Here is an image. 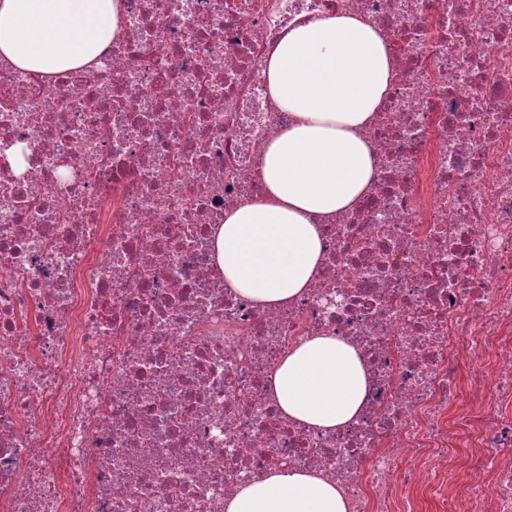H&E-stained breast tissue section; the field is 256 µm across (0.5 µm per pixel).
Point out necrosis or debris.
I'll return each mask as SVG.
<instances>
[{
  "instance_id": "4bbe7bcc",
  "label": "necrosis or debris",
  "mask_w": 512,
  "mask_h": 512,
  "mask_svg": "<svg viewBox=\"0 0 512 512\" xmlns=\"http://www.w3.org/2000/svg\"><path fill=\"white\" fill-rule=\"evenodd\" d=\"M330 13L394 60L379 163L314 283L264 307L213 231L289 121L270 54ZM316 336L368 378L333 430L273 395ZM283 468L349 512H512V0H124L92 66L0 60V512H224Z\"/></svg>"
}]
</instances>
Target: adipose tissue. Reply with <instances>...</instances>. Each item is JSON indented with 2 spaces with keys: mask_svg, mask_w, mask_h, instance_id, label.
I'll list each match as a JSON object with an SVG mask.
<instances>
[{
  "mask_svg": "<svg viewBox=\"0 0 512 512\" xmlns=\"http://www.w3.org/2000/svg\"><path fill=\"white\" fill-rule=\"evenodd\" d=\"M122 0H0V58L55 75L96 60L119 30ZM269 89L288 125L266 145L264 198L225 213L215 236L225 282L259 305L300 296L318 276L321 226L353 208L377 167L363 137L393 78L374 28L330 14L298 25L267 62ZM367 375L357 351L314 337L281 361L274 394L290 419L319 429L352 420ZM224 512H348L335 484L311 471L274 470L239 486Z\"/></svg>",
  "mask_w": 512,
  "mask_h": 512,
  "instance_id": "1",
  "label": "adipose tissue"
}]
</instances>
